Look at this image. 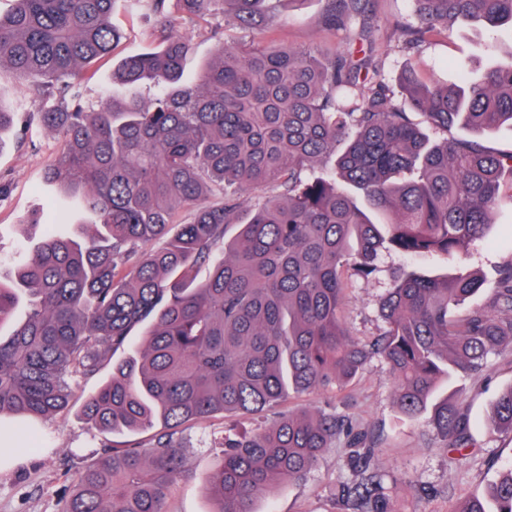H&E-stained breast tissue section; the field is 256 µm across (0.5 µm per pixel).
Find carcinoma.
Wrapping results in <instances>:
<instances>
[{
    "label": "carcinoma",
    "instance_id": "1",
    "mask_svg": "<svg viewBox=\"0 0 512 512\" xmlns=\"http://www.w3.org/2000/svg\"><path fill=\"white\" fill-rule=\"evenodd\" d=\"M13 2L0 14V80L52 102L39 120L64 148L44 175L54 216L0 278V324L28 301L26 318L0 336V420L62 409L72 373L90 376L120 353L84 400L86 419L112 436L171 430L150 447L106 446L64 512H164L186 477L179 427L261 416L291 391L342 392L373 357L403 415L430 407L428 429L448 452L471 445L463 407L434 396L439 382L512 354V260L491 286L476 271L401 269L369 344L341 313L349 281L373 276L379 250L454 259L512 204V151L451 134L512 126V64L452 89L410 65L396 91L351 49L319 56L233 40L187 82L191 45L164 22L156 49L113 72L131 93L91 111L79 103L81 79L123 38L115 0ZM178 2L191 21L222 17L247 34L278 24L285 0ZM408 2L413 45L449 38L458 18L512 42V0ZM364 12V0H327L323 24L351 26ZM221 244L224 258L198 278ZM489 287L490 305L460 311ZM495 415L512 433V386ZM340 436L353 472L336 484L344 512H396L398 481L376 465L379 438L346 414L307 410L224 434L223 462L205 479L213 512H255L256 494L305 481ZM456 512H512V466Z\"/></svg>",
    "mask_w": 512,
    "mask_h": 512
}]
</instances>
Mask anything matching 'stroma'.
I'll return each instance as SVG.
<instances>
[{"mask_svg": "<svg viewBox=\"0 0 512 512\" xmlns=\"http://www.w3.org/2000/svg\"><path fill=\"white\" fill-rule=\"evenodd\" d=\"M325 0H306L299 7L284 10L278 25L260 33L267 46L288 43L317 52L339 51L357 36L356 29H326L322 23ZM365 18L375 28L373 55L380 62L389 85H396L407 64H421L423 77L438 76L457 85L462 74L470 72L482 56L489 34L467 24L457 25L448 42L437 41L407 48L399 28L410 23L407 0H369ZM112 22L125 37L107 60L93 67V79L81 88V101L92 108L115 92L112 71L127 56L153 49L157 18L146 0H117ZM179 31L190 42L191 53L185 65L186 78L212 61L220 45L214 24L180 21ZM0 105L19 113L14 130L0 145V274L9 275L16 253L24 241L18 225L33 205L51 209L53 199L44 184V174L62 149L57 136L47 132L37 119L42 102L31 88L5 79L0 81ZM512 259V208L501 206L488 234L468 245L462 261L443 256L418 260V267L443 273L466 265L494 280L499 268ZM378 270L369 282L352 283L342 320L354 338L370 342L383 330L379 300L390 287L405 261L399 255L381 251ZM112 374L103 366L92 377L69 378L70 403L59 413L40 419L32 426L10 425L17 463L0 472V512H63L73 481L100 451L105 441L85 419V398ZM512 386V357L494 356L476 375L462 374L448 384V397L461 401L470 421L473 457L463 465L451 462L448 451L431 432L425 419L402 415L394 401L392 380L386 365L370 359L363 372L349 386V405H342L337 392L293 394L280 404V411L347 408L357 428L380 435V468L399 479H411L430 487L429 496L420 498L399 491L398 512H455L466 498L485 491L500 471L512 464V434L501 431L493 421L497 395ZM262 424L252 415H217L184 425L176 435L188 477L172 490L166 512H213L215 502L204 489L206 476L222 461L218 441L224 433L249 434ZM37 433L41 445H27L29 433ZM344 440H336L321 456L308 480L284 484L256 495L255 512H342L336 499L337 482L351 479Z\"/></svg>", "mask_w": 512, "mask_h": 512, "instance_id": "obj_1", "label": "stroma"}]
</instances>
